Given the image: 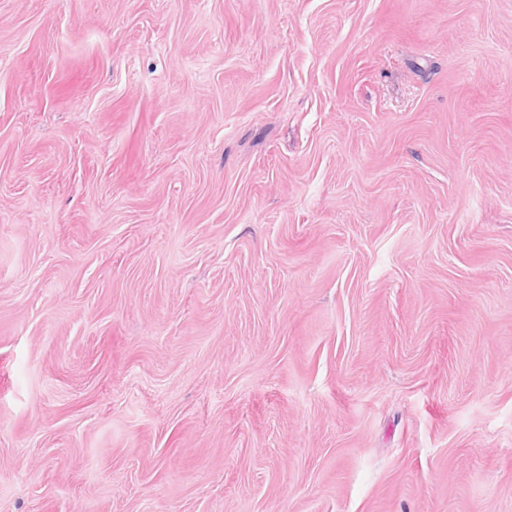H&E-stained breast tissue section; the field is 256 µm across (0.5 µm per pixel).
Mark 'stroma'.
I'll return each instance as SVG.
<instances>
[{"label":"stroma","mask_w":512,"mask_h":512,"mask_svg":"<svg viewBox=\"0 0 512 512\" xmlns=\"http://www.w3.org/2000/svg\"><path fill=\"white\" fill-rule=\"evenodd\" d=\"M0 512H512V0H0Z\"/></svg>","instance_id":"obj_1"}]
</instances>
